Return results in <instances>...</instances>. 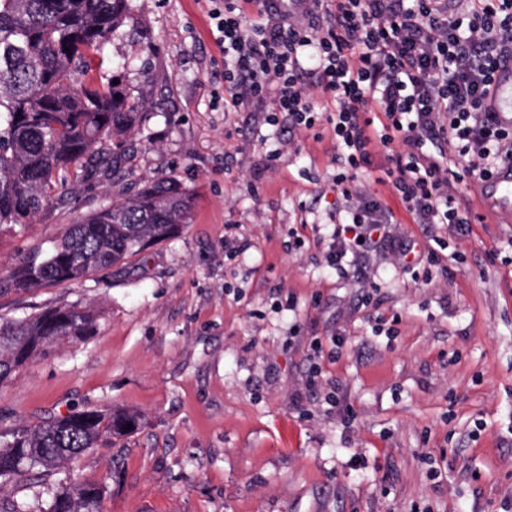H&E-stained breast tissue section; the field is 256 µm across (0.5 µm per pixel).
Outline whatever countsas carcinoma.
<instances>
[{"label": "carcinoma", "mask_w": 512, "mask_h": 512, "mask_svg": "<svg viewBox=\"0 0 512 512\" xmlns=\"http://www.w3.org/2000/svg\"><path fill=\"white\" fill-rule=\"evenodd\" d=\"M134 20L132 0H0V233L75 198L101 171H112L121 187L120 199L79 215L50 249L1 271L0 297L80 285L178 237L189 223L191 189L174 176L135 178L137 141L148 136L151 120L149 70L136 88L126 83L127 60L110 75L92 67ZM98 327L97 313L79 302L20 320L1 317L0 384L24 365V349L33 356L50 344L82 341ZM144 422L126 408H90L1 431L0 481L66 468ZM101 489L92 481L60 485L48 512H102Z\"/></svg>", "instance_id": "1"}]
</instances>
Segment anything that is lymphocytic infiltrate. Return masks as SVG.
I'll return each instance as SVG.
<instances>
[{"instance_id":"obj_1","label":"lymphocytic infiltrate","mask_w":512,"mask_h":512,"mask_svg":"<svg viewBox=\"0 0 512 512\" xmlns=\"http://www.w3.org/2000/svg\"><path fill=\"white\" fill-rule=\"evenodd\" d=\"M206 13L225 90L246 85V102L261 106L266 122L284 115L300 131L332 127L342 162L332 183L345 217L328 246L331 267L343 270L377 243L392 245L398 260L409 254L395 239L392 209L363 183L378 146L386 180L416 223L465 234L464 185L512 160V127L490 107L497 69L512 57V0H208ZM317 92L335 112L315 105Z\"/></svg>"}]
</instances>
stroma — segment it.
I'll return each instance as SVG.
<instances>
[{
  "mask_svg": "<svg viewBox=\"0 0 512 512\" xmlns=\"http://www.w3.org/2000/svg\"><path fill=\"white\" fill-rule=\"evenodd\" d=\"M134 5L155 78L136 170L176 176L195 209L106 280L0 297L16 319L77 300L100 314L95 336L0 385V429L109 405L146 425L42 483L0 484V499L44 510L46 488L103 479L102 512H512V213L461 236L371 183L397 233L438 259L406 267L376 248L338 276L329 126L234 104L202 0ZM117 195L94 178L0 235V269Z\"/></svg>",
  "mask_w": 512,
  "mask_h": 512,
  "instance_id": "obj_1",
  "label": "stroma"
}]
</instances>
